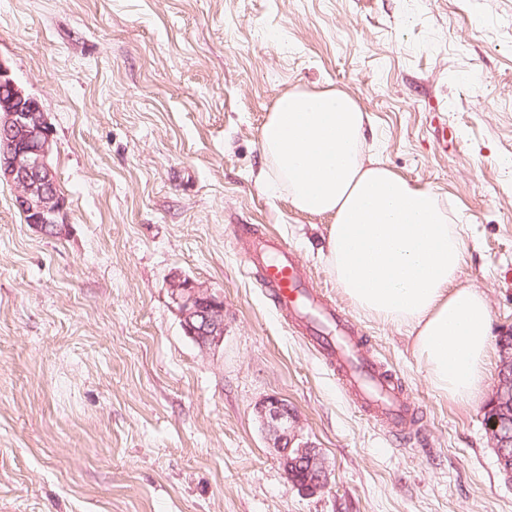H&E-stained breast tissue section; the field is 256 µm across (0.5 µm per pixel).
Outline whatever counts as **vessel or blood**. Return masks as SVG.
I'll list each match as a JSON object with an SVG mask.
<instances>
[{
  "label": "vessel or blood",
  "instance_id": "vessel-or-blood-1",
  "mask_svg": "<svg viewBox=\"0 0 512 512\" xmlns=\"http://www.w3.org/2000/svg\"><path fill=\"white\" fill-rule=\"evenodd\" d=\"M250 271L257 275L277 314L299 322L348 398L366 416L397 433L416 424L404 386L366 348L341 308L307 282L294 253L274 235L242 240Z\"/></svg>",
  "mask_w": 512,
  "mask_h": 512
}]
</instances>
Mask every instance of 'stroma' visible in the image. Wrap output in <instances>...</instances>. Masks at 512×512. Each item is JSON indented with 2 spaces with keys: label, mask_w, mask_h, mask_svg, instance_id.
<instances>
[{
  "label": "stroma",
  "mask_w": 512,
  "mask_h": 512,
  "mask_svg": "<svg viewBox=\"0 0 512 512\" xmlns=\"http://www.w3.org/2000/svg\"><path fill=\"white\" fill-rule=\"evenodd\" d=\"M0 63L48 117L68 212L41 233L0 182V512H512L485 400L438 394L409 328L346 297L331 217L268 191L260 148L282 94L349 93L367 155L464 225L457 282L485 294L492 338L512 331V0H0ZM240 226L279 236L357 324L416 435L373 423L278 316ZM175 275L223 297L217 346L185 335ZM269 396L321 448L326 490L287 479Z\"/></svg>",
  "instance_id": "obj_1"
}]
</instances>
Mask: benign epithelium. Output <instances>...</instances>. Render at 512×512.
Instances as JSON below:
<instances>
[{"label": "benign epithelium", "mask_w": 512, "mask_h": 512, "mask_svg": "<svg viewBox=\"0 0 512 512\" xmlns=\"http://www.w3.org/2000/svg\"><path fill=\"white\" fill-rule=\"evenodd\" d=\"M0 179L16 192L15 203L27 223L44 232L52 227L57 235L66 231V204L57 191L56 176L49 163L53 130L38 99L26 94L0 65ZM168 290L178 306L181 326L202 350L224 339V299L212 289L188 277L173 276ZM497 395H492L485 414V429L495 448H511L512 433L501 430L496 413ZM256 413L273 436L283 470L287 474L303 468L304 481L292 484L307 493L321 492L329 483V463L320 449L300 441L297 415L278 397L258 404Z\"/></svg>", "instance_id": "obj_1"}]
</instances>
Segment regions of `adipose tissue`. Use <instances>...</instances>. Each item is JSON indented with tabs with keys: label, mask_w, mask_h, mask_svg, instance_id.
Segmentation results:
<instances>
[{
	"label": "adipose tissue",
	"mask_w": 512,
	"mask_h": 512,
	"mask_svg": "<svg viewBox=\"0 0 512 512\" xmlns=\"http://www.w3.org/2000/svg\"><path fill=\"white\" fill-rule=\"evenodd\" d=\"M364 114L337 89L281 95L261 132L268 187L298 210L332 216L326 260L361 311L402 324L435 391L481 395L491 348L484 295L457 286L461 226L431 189L364 155Z\"/></svg>",
	"instance_id": "adipose-tissue-1"
}]
</instances>
